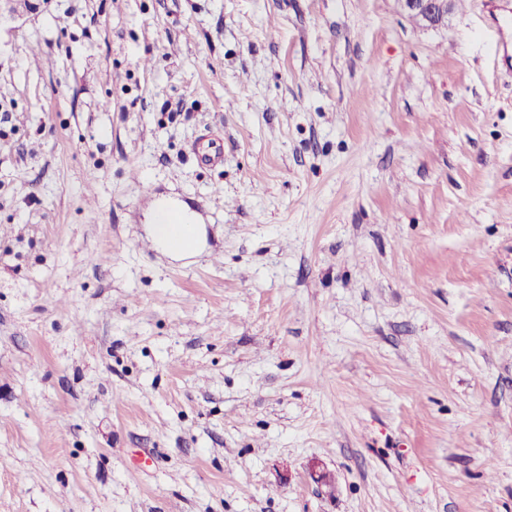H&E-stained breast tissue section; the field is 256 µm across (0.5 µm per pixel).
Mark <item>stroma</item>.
Returning <instances> with one entry per match:
<instances>
[{
	"label": "stroma",
	"instance_id": "1",
	"mask_svg": "<svg viewBox=\"0 0 512 512\" xmlns=\"http://www.w3.org/2000/svg\"><path fill=\"white\" fill-rule=\"evenodd\" d=\"M507 16L0 0V512H512ZM196 156L201 163L218 165L224 162V151L219 139L203 138L195 150ZM199 225L182 224L183 232L178 245L172 243L168 237H162L159 226L157 229L159 237L156 239L158 248L168 254H176L179 258L189 256L199 243Z\"/></svg>",
	"mask_w": 512,
	"mask_h": 512
}]
</instances>
